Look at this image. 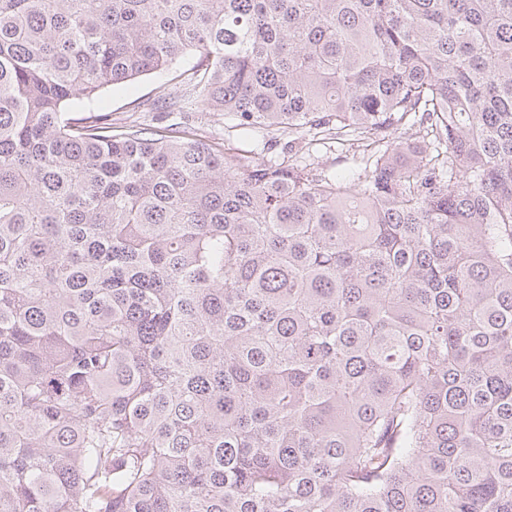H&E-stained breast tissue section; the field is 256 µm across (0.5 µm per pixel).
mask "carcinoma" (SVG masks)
<instances>
[{"label": "carcinoma", "mask_w": 512, "mask_h": 512, "mask_svg": "<svg viewBox=\"0 0 512 512\" xmlns=\"http://www.w3.org/2000/svg\"><path fill=\"white\" fill-rule=\"evenodd\" d=\"M0 512H512V0H0ZM192 63V58L187 57L169 71L151 73L122 87L107 88L98 96L91 100H84L78 108L70 111L103 109L106 112H112V120L118 124L138 121L150 125L174 124L173 127H191L198 129V132L209 140L222 145L224 141H230L242 149L261 153L268 159L288 160V134L274 139L272 134L264 129L240 128L237 126L238 121L235 117L225 112H209L201 109L190 112H163V110L145 112L154 108L153 104H161L178 91L177 87L183 76H177L189 70ZM138 103H140L139 108H137ZM321 141H314L313 144L310 145V151L308 153L311 154L310 163L315 159V164L319 163V167H329L331 166L333 170L337 171H348L350 168L354 166V160L352 158V151H345V148L342 150L341 146H334L331 144H319Z\"/></svg>", "instance_id": "1"}]
</instances>
